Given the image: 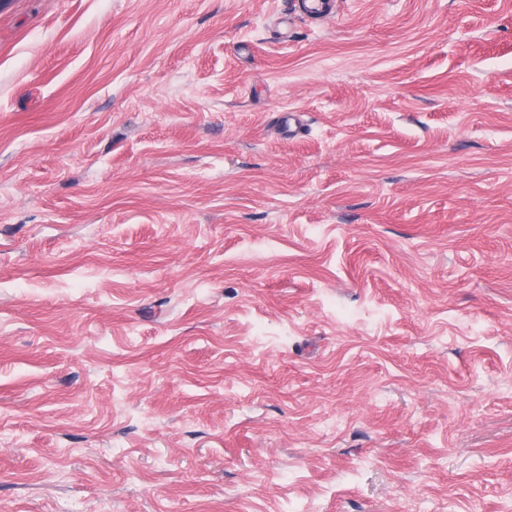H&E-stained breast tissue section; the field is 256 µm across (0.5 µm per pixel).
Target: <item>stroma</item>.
I'll return each mask as SVG.
<instances>
[{
	"label": "stroma",
	"instance_id": "35a3bbf8",
	"mask_svg": "<svg viewBox=\"0 0 512 512\" xmlns=\"http://www.w3.org/2000/svg\"><path fill=\"white\" fill-rule=\"evenodd\" d=\"M0 512H512V0H0ZM299 11L307 18L317 21L335 13L333 0H297Z\"/></svg>",
	"mask_w": 512,
	"mask_h": 512
}]
</instances>
